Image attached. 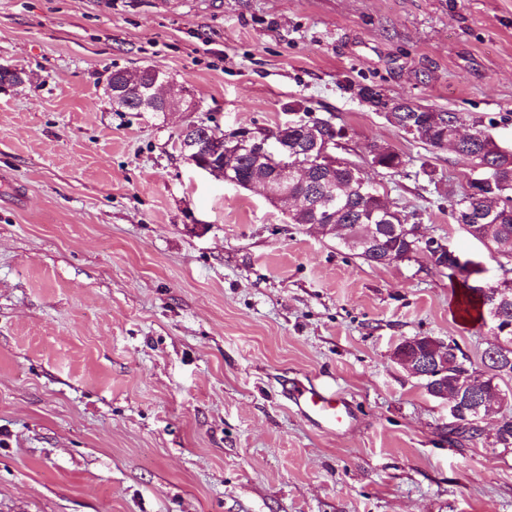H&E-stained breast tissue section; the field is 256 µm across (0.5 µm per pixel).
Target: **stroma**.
Listing matches in <instances>:
<instances>
[{"label": "stroma", "instance_id": "obj_1", "mask_svg": "<svg viewBox=\"0 0 512 512\" xmlns=\"http://www.w3.org/2000/svg\"><path fill=\"white\" fill-rule=\"evenodd\" d=\"M0 512H512V450L448 439L400 341L495 335L457 303L499 262L453 219L469 164L359 95L455 112L512 149V0H0ZM152 67L194 112H119L115 70ZM421 235L371 266L289 223L262 187L199 171L178 135L303 116ZM404 167L369 165L372 143ZM434 170L427 179L426 170ZM335 388L330 434L282 393Z\"/></svg>", "mask_w": 512, "mask_h": 512}]
</instances>
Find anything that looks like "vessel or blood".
Wrapping results in <instances>:
<instances>
[{
  "label": "vessel or blood",
  "mask_w": 512,
  "mask_h": 512,
  "mask_svg": "<svg viewBox=\"0 0 512 512\" xmlns=\"http://www.w3.org/2000/svg\"><path fill=\"white\" fill-rule=\"evenodd\" d=\"M289 399L303 417L325 432H346L357 423L351 402L326 387L296 385L290 388Z\"/></svg>",
  "instance_id": "vessel-or-blood-1"
}]
</instances>
